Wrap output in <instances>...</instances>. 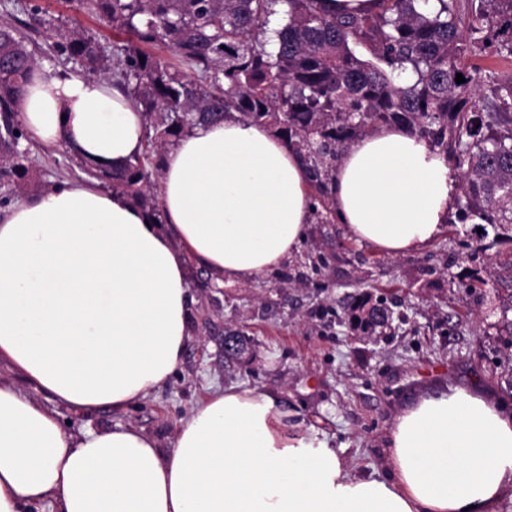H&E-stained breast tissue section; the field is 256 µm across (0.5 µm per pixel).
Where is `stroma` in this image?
I'll use <instances>...</instances> for the list:
<instances>
[{
  "label": "stroma",
  "mask_w": 512,
  "mask_h": 512,
  "mask_svg": "<svg viewBox=\"0 0 512 512\" xmlns=\"http://www.w3.org/2000/svg\"><path fill=\"white\" fill-rule=\"evenodd\" d=\"M0 24L29 35L39 65L53 73L81 69L56 48V29L80 26L107 53L115 41L85 0H0ZM28 166L43 186L88 179L64 147H32ZM312 202L298 252L276 273L220 286L190 268V340L152 397L123 412L61 410L64 429L133 427L165 445L196 400L234 384L278 395L291 422L326 434L351 467L370 471L384 467L396 417L423 395L452 386L512 403V226L479 228L452 211L435 244L389 257L351 241L320 194ZM362 291L394 303L392 320L366 334L342 318ZM230 334L245 340L234 358L224 351Z\"/></svg>",
  "instance_id": "obj_1"
}]
</instances>
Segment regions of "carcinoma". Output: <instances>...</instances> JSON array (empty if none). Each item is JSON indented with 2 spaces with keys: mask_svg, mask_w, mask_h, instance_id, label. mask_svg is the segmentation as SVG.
<instances>
[{
  "mask_svg": "<svg viewBox=\"0 0 512 512\" xmlns=\"http://www.w3.org/2000/svg\"><path fill=\"white\" fill-rule=\"evenodd\" d=\"M316 0H90L112 30L127 36L105 56L78 28L56 32L85 73L113 69L146 119V149L126 165L87 171L157 207L148 167L186 129L237 118L269 127L297 150L322 194L338 150L381 126L404 127L435 148L454 145L464 201L460 220L512 224V79L482 94L459 64L469 29L499 37L512 56V0H381L374 15L326 16ZM163 44L171 63L143 49ZM363 47L365 58L357 54ZM36 65L23 33L0 27V174L28 177L29 148L15 115L22 84ZM465 82L456 83V74ZM346 314L363 331L386 324L387 299H354Z\"/></svg>",
  "mask_w": 512,
  "mask_h": 512,
  "instance_id": "1",
  "label": "carcinoma"
}]
</instances>
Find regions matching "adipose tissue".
<instances>
[{
	"label": "adipose tissue",
	"instance_id": "1",
	"mask_svg": "<svg viewBox=\"0 0 512 512\" xmlns=\"http://www.w3.org/2000/svg\"><path fill=\"white\" fill-rule=\"evenodd\" d=\"M28 142L120 167L145 118L107 80L34 67L17 102ZM161 213L67 180L0 218V512H502L512 503V409L453 387L421 397L388 435L384 471L352 470L297 430L275 394L215 388L169 447L134 428L72 434L60 408L120 412L175 373L190 339L188 269L246 284L300 246L312 206L299 154L261 125L198 124L162 155ZM446 157L383 126L332 180L350 239L400 257L448 229Z\"/></svg>",
	"mask_w": 512,
	"mask_h": 512
}]
</instances>
